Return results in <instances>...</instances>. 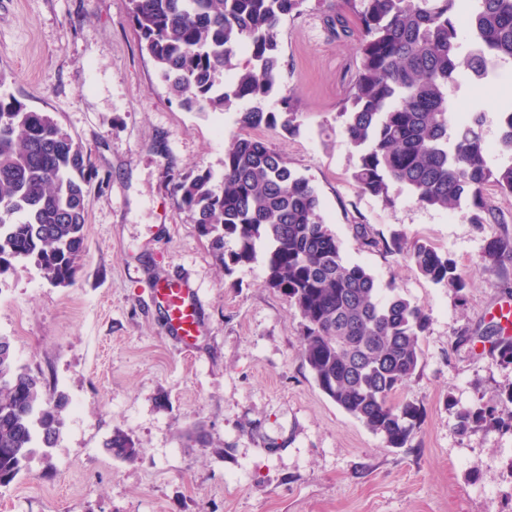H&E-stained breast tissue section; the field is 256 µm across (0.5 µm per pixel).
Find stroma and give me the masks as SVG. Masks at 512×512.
I'll list each match as a JSON object with an SVG mask.
<instances>
[{
  "label": "stroma",
  "mask_w": 512,
  "mask_h": 512,
  "mask_svg": "<svg viewBox=\"0 0 512 512\" xmlns=\"http://www.w3.org/2000/svg\"><path fill=\"white\" fill-rule=\"evenodd\" d=\"M327 10L306 0L279 28L278 93L294 94L298 130H252L315 186L347 262L383 294L423 306L421 363L402 395L422 412L404 448L347 414L315 383L300 317L265 283L267 245L225 273L209 240L177 204L183 175L224 170L240 136L234 110L187 111L142 50L128 0H0V76L27 109L48 112L88 155L86 252L74 283L56 287L35 266L0 277V336L46 395L69 400L49 460L0 486V512H512V432L459 433L455 413L512 386V364L480 337L512 312V262L483 261L512 233V196L487 190L501 221L477 226L466 209L419 206L403 189L386 206L360 194L339 112L357 36H336ZM454 111L481 109L489 145L512 82L453 89ZM402 231L448 252L467 281L466 304L401 255L368 249ZM186 277L198 290L201 334L186 350L170 336L153 290ZM203 428L206 445L189 442ZM136 458L110 455L115 432Z\"/></svg>",
  "instance_id": "35a3bbf8"
}]
</instances>
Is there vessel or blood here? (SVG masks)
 Segmentation results:
<instances>
[{
  "mask_svg": "<svg viewBox=\"0 0 512 512\" xmlns=\"http://www.w3.org/2000/svg\"><path fill=\"white\" fill-rule=\"evenodd\" d=\"M154 297L165 312L168 329L184 347H191L201 331L196 290L185 279L157 284Z\"/></svg>",
  "mask_w": 512,
  "mask_h": 512,
  "instance_id": "obj_1",
  "label": "vessel or blood"
}]
</instances>
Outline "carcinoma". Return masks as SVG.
<instances>
[{
    "label": "carcinoma",
    "mask_w": 512,
    "mask_h": 512,
    "mask_svg": "<svg viewBox=\"0 0 512 512\" xmlns=\"http://www.w3.org/2000/svg\"><path fill=\"white\" fill-rule=\"evenodd\" d=\"M305 0H129L141 47L182 107L222 112L236 102L242 128L272 127L278 115L264 102L279 88L278 29L299 15ZM331 23L356 30L359 49L341 111L354 159L351 179L362 195L394 203L393 186L421 206L448 211L465 202L473 224H497L485 199L493 187L512 196V101L502 115L500 160L483 138L481 113L456 118L448 89L493 75L489 61L512 62V0H336ZM469 14V51L457 21ZM244 53L231 83L219 76ZM282 127L295 128L294 97H282ZM83 147L48 112L29 110L0 93V275L31 262L54 286L74 282L86 251L88 210ZM178 206L210 240L224 271L249 263L256 242L268 243L266 284L287 298L301 318L302 357L317 385L346 413L403 448L420 407L395 400L416 373L424 308L384 296L374 276L342 257L316 188L288 160L258 138H237L224 152L219 183L211 172L176 184ZM236 248L227 250V241ZM417 271L465 302L466 280L456 259L394 232L384 241ZM483 260H512V237L489 242ZM512 364V336L499 328L482 337ZM512 387L497 398L455 413L456 429L512 430ZM68 399L48 398L40 376L16 364L11 341L0 336V486L12 482L36 455L49 458L64 427ZM131 460L135 443L123 433L104 444Z\"/></svg>",
    "instance_id": "cac0c4a2"
}]
</instances>
